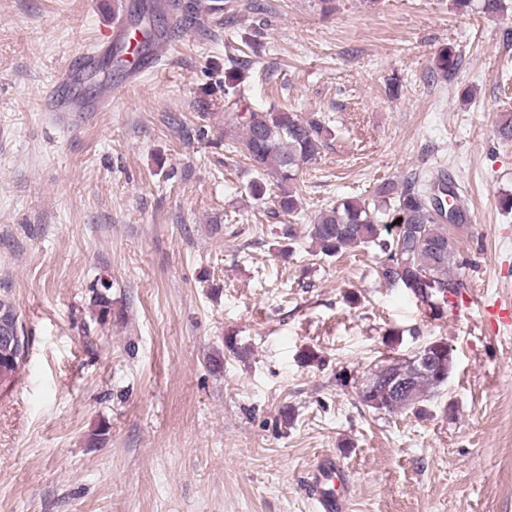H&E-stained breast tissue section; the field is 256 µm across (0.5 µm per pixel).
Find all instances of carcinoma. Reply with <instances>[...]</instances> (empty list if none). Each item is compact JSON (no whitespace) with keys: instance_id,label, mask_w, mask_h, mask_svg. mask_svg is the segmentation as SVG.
<instances>
[{"instance_id":"carcinoma-1","label":"carcinoma","mask_w":512,"mask_h":512,"mask_svg":"<svg viewBox=\"0 0 512 512\" xmlns=\"http://www.w3.org/2000/svg\"><path fill=\"white\" fill-rule=\"evenodd\" d=\"M177 28V17L170 11L169 0H138L130 10V33L141 32L144 40L136 51L148 52L160 37ZM461 57L454 48L442 49L435 68L443 77L451 76ZM134 62L128 48L117 45L89 85H104L116 74L129 71ZM251 61L237 56L228 58L224 69V124L229 131H239L238 143L256 172L247 185L248 192L261 199L271 181L279 188L275 198L276 216L296 217L300 202L294 190L299 174L313 164L334 138L331 119L319 112H298L286 105H271L264 110L248 106L241 93V72ZM457 193L441 179L426 184L419 175L409 173L397 181H386L376 190V200L367 203L344 198L326 207L309 225L308 236L327 257L374 246L379 251L378 277L392 287L403 288L429 311L441 310V303L460 297L465 283L453 273L456 245L448 234V225L465 224L466 212L447 199ZM24 333L14 304L0 297V332ZM27 337H22L19 352L7 357L0 352V381L14 375L25 359ZM431 365L410 376L407 395L402 397L388 384L412 369L413 363L385 361L376 367V386L362 400L374 410L402 413L413 410L427 393L443 386L453 369L448 342L427 345Z\"/></svg>"}]
</instances>
